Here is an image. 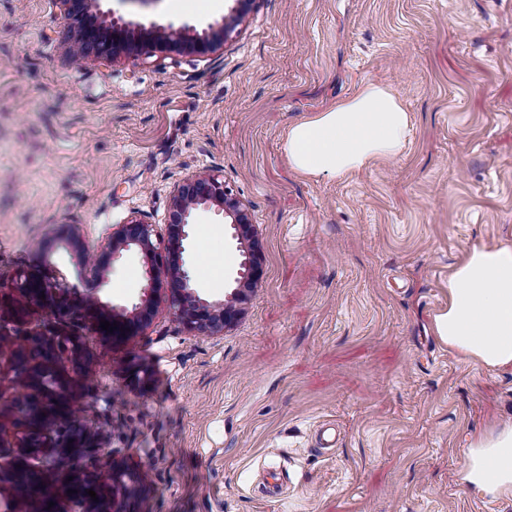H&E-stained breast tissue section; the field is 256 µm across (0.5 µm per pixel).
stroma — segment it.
I'll return each mask as SVG.
<instances>
[{
  "label": "stroma",
  "instance_id": "1",
  "mask_svg": "<svg viewBox=\"0 0 512 512\" xmlns=\"http://www.w3.org/2000/svg\"><path fill=\"white\" fill-rule=\"evenodd\" d=\"M199 28L200 0H102ZM60 0H0V276L47 266L88 288L61 223L103 243L137 217L166 231L172 191L208 171L248 208L262 288L223 334L159 303L121 343L88 340L77 400L98 458H126L132 512H512L460 482L472 436L512 418V371L449 352L432 322L476 247L512 242V0H253L214 50L72 64ZM367 83L411 116L397 159L306 178L290 126ZM192 288L233 284L230 225L199 211ZM147 263L110 265L100 297L138 303Z\"/></svg>",
  "mask_w": 512,
  "mask_h": 512
}]
</instances>
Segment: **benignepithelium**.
<instances>
[{"mask_svg":"<svg viewBox=\"0 0 512 512\" xmlns=\"http://www.w3.org/2000/svg\"><path fill=\"white\" fill-rule=\"evenodd\" d=\"M59 2L77 22L69 55L78 57L80 65L92 57L111 63L132 53L150 55L181 42L191 44L199 52H208L216 48L219 37L227 36L229 23L240 16L235 5L221 21L199 30L188 24L176 27L114 17L101 10L100 0ZM200 209L223 213L231 219L237 240L247 243L235 286L220 301L201 298L190 287L184 269L182 241L188 236L185 227ZM169 217L178 229L173 242L165 241L155 225L138 218L113 227L102 245L87 242L77 224H66L62 232L32 241V249L43 257L57 243H64L76 259L79 274L96 282L91 291L79 293L65 288L40 269L22 270L11 276L12 289L22 298V304L13 309L14 317L23 321L27 307L34 306L41 311L44 323L41 330L14 336L9 343L0 341L1 356L22 358L17 371L25 378L28 389L19 397L0 400L10 404L17 425L24 430L12 449H5L0 439V481H10L15 489L13 512H70L75 503L81 504L84 512H127L124 502L108 491V480L129 471L126 462L114 459L110 466L95 460L81 463L89 447L75 408L80 380L67 375L65 362L78 365L83 377L93 373L94 365L84 355L88 338L94 336L110 342L134 335L151 319L157 296L167 284L174 285L168 302L179 323L191 332L219 335L244 314L249 296L262 287L257 230L249 223L245 206L228 196L224 180L207 172L186 178L172 194ZM133 247L150 263L147 285L140 303L129 310H118L97 294V289L107 282L110 268L101 256L106 254L115 260ZM66 317L80 322L85 333L58 334L53 324ZM102 320L117 328L111 332L102 329ZM90 489L95 491L97 500L87 494ZM50 502L54 506H48Z\"/></svg>","mask_w":512,"mask_h":512,"instance_id":"7a95c632","label":"benign epithelium"}]
</instances>
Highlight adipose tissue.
Here are the masks:
<instances>
[{
    "mask_svg": "<svg viewBox=\"0 0 512 512\" xmlns=\"http://www.w3.org/2000/svg\"><path fill=\"white\" fill-rule=\"evenodd\" d=\"M409 134L410 115L399 96L368 83L293 125L283 150L298 174L339 176L399 157ZM434 330L459 358L490 370L512 369V242L475 248L455 268ZM461 481L488 496L512 491V422L471 438Z\"/></svg>",
    "mask_w": 512,
    "mask_h": 512,
    "instance_id": "ef3b65f1",
    "label": "adipose tissue"
}]
</instances>
